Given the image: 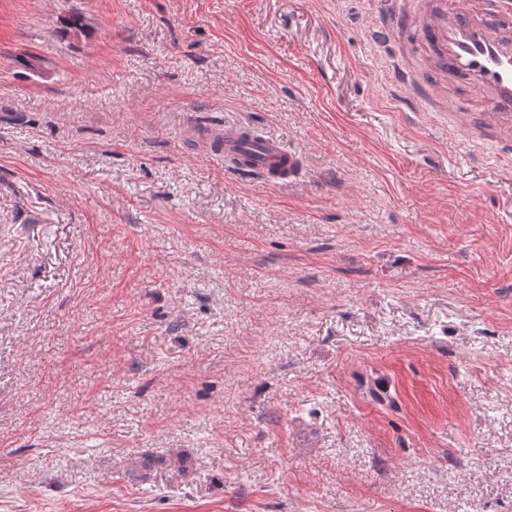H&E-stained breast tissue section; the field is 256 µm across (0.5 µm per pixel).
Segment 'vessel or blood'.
Returning a JSON list of instances; mask_svg holds the SVG:
<instances>
[{"label":"vessel or blood","mask_w":512,"mask_h":512,"mask_svg":"<svg viewBox=\"0 0 512 512\" xmlns=\"http://www.w3.org/2000/svg\"><path fill=\"white\" fill-rule=\"evenodd\" d=\"M392 18L372 31L374 41L395 39L406 60L394 72L403 104L413 112L438 108L446 92L475 94L486 110L459 109L448 128L478 146L512 153V0H378ZM219 158L247 156L253 172L292 186L304 173L302 155L275 138L253 139L243 126L225 127Z\"/></svg>","instance_id":"vessel-or-blood-1"}]
</instances>
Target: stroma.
<instances>
[{"label":"stroma","mask_w":512,"mask_h":512,"mask_svg":"<svg viewBox=\"0 0 512 512\" xmlns=\"http://www.w3.org/2000/svg\"><path fill=\"white\" fill-rule=\"evenodd\" d=\"M390 23L0 0V512H512V157L405 122ZM251 130L240 125L224 126L223 144L218 151L214 150L215 155L224 158L226 164L246 155L250 165L241 171L259 172L268 181L281 186L289 187L300 181L304 173L301 153L275 138H246V133Z\"/></svg>","instance_id":"1"}]
</instances>
